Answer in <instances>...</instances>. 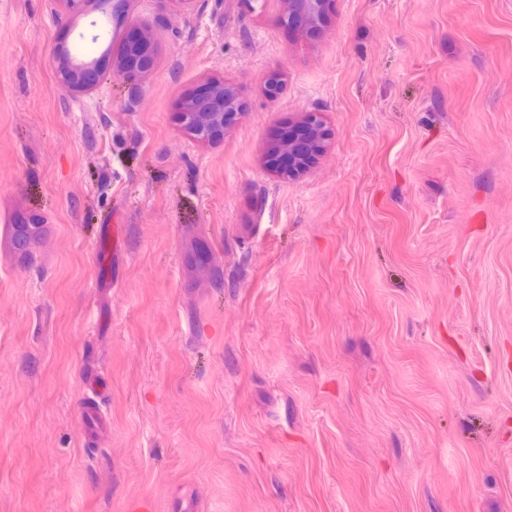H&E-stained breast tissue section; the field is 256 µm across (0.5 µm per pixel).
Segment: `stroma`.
<instances>
[{
	"label": "stroma",
	"instance_id": "1",
	"mask_svg": "<svg viewBox=\"0 0 512 512\" xmlns=\"http://www.w3.org/2000/svg\"><path fill=\"white\" fill-rule=\"evenodd\" d=\"M285 9L0 0V512H512V0ZM133 20L149 72L60 85ZM210 76L246 103L213 145L176 114ZM309 112L323 153L271 174ZM62 6L66 13L70 15H78L83 11V6L86 3H93L97 10H100L104 14H109L111 17H119L123 12L126 3L129 0H57ZM287 12L283 21L290 25H303L314 28L325 15L328 0H285ZM86 403L82 408V415L87 423L88 433L86 444L94 443L111 428V420L105 414L97 401V398L105 396L108 392L107 381L96 375L90 374L85 381Z\"/></svg>",
	"mask_w": 512,
	"mask_h": 512
}]
</instances>
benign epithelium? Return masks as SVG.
Masks as SVG:
<instances>
[{
  "mask_svg": "<svg viewBox=\"0 0 512 512\" xmlns=\"http://www.w3.org/2000/svg\"><path fill=\"white\" fill-rule=\"evenodd\" d=\"M129 0H93L96 9L112 17L119 16ZM328 0H286L287 12L283 21L290 25L313 28L325 15ZM129 31L134 38L124 40L121 54L112 57V44H107L99 54L74 55L65 46L57 47L58 74L62 85L69 89L90 91L99 86L104 75L103 65L112 61L113 72L122 78L150 70L153 52L147 28L133 22ZM207 93L203 97H187L177 108L179 124L198 142L216 143L237 123L245 105L237 89L222 80L207 79L203 82ZM329 132L321 118L308 115L300 124L288 129L279 143H272L265 154L266 167L283 177H294L308 169L306 162L311 155L323 152Z\"/></svg>",
  "mask_w": 512,
  "mask_h": 512,
  "instance_id": "obj_1",
  "label": "benign epithelium"
}]
</instances>
